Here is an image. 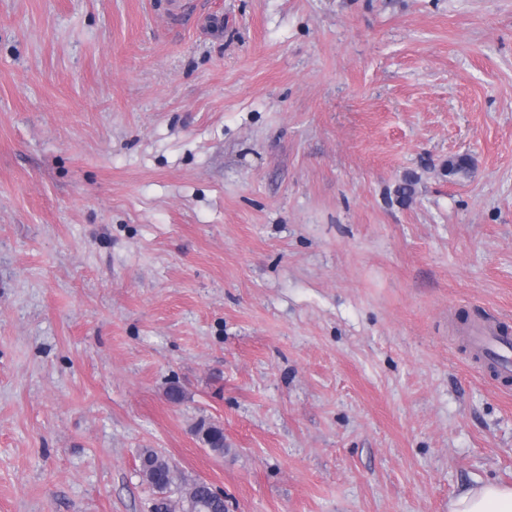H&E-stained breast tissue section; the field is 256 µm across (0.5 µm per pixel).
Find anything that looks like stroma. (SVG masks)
<instances>
[{
	"label": "stroma",
	"mask_w": 512,
	"mask_h": 512,
	"mask_svg": "<svg viewBox=\"0 0 512 512\" xmlns=\"http://www.w3.org/2000/svg\"><path fill=\"white\" fill-rule=\"evenodd\" d=\"M462 312L512 325V0H0V512H154L146 448L226 512L512 485Z\"/></svg>",
	"instance_id": "35a3bbf8"
}]
</instances>
